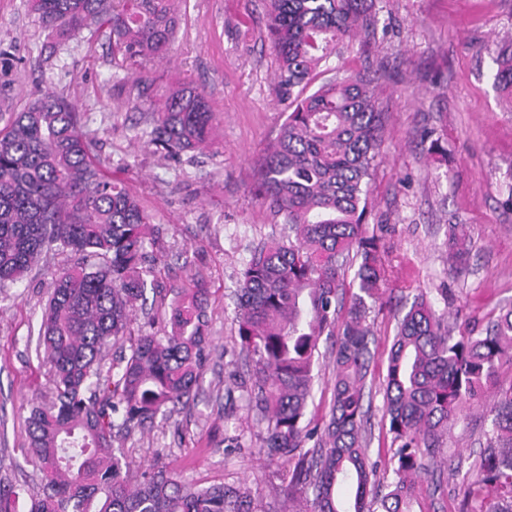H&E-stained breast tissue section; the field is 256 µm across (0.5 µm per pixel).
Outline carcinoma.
Wrapping results in <instances>:
<instances>
[{
	"mask_svg": "<svg viewBox=\"0 0 512 512\" xmlns=\"http://www.w3.org/2000/svg\"><path fill=\"white\" fill-rule=\"evenodd\" d=\"M174 0H27L52 38L108 29L138 97L149 103L146 146L167 156L213 143L214 112L192 83L175 80L152 97L147 64L168 57L178 28ZM375 29L370 0H269L267 33L279 65L276 88L288 114L254 168L253 190L287 234L261 238L243 259L233 291L240 354L251 368L238 389L261 427L262 451L288 465L282 492L300 494L292 512H410L430 466L442 458L458 512H512V384L496 391L486 444L463 468L440 440L458 413L480 402L499 368L512 364V305L482 327H448L427 293L394 315L386 372L369 315L385 294L383 237L369 231V181L384 116L378 77L328 72L336 46ZM493 84L512 107V38L493 57ZM158 231L140 200L102 170L84 113L44 91L0 128V288L24 279L56 249L77 256L56 274L40 345L52 400L26 418L43 483L28 512H259L247 489L196 486L147 467L134 480L115 454L116 434L151 427L200 387L211 357L208 290L193 279L166 285L150 263ZM448 260L468 262L471 240L448 226ZM169 304L170 330L131 336L137 306ZM333 394L323 424L306 420L322 337ZM130 342L104 367L108 346ZM382 394L394 478L367 460L373 392ZM24 489L0 481V512H16Z\"/></svg>",
	"mask_w": 512,
	"mask_h": 512,
	"instance_id": "cac0c4a2",
	"label": "carcinoma"
}]
</instances>
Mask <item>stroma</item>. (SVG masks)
I'll return each instance as SVG.
<instances>
[{
  "label": "stroma",
  "instance_id": "1",
  "mask_svg": "<svg viewBox=\"0 0 512 512\" xmlns=\"http://www.w3.org/2000/svg\"><path fill=\"white\" fill-rule=\"evenodd\" d=\"M180 29L169 61L152 77L164 90L189 79L221 115L212 147L172 159L143 146L149 114L122 79L104 35L80 33L55 45L26 0H0V111L11 112L53 89L85 112L96 152L113 178L142 202L161 231L156 263L170 282L192 275L210 290L212 360L189 407L118 446L134 467L154 465L184 482L249 488L260 512H290L279 488L286 468L259 456L258 430L242 399L227 401L224 382L246 374L234 356L231 293L253 238L280 232L251 191L260 150L288 108L274 83L276 54L266 33V0H178ZM369 47L341 45L330 64L351 75L385 74L378 84L385 130L370 182L369 226L388 225V290L371 315L378 351L393 334L402 296L441 289L455 296L458 321L483 320L512 302V107L493 86L491 57L512 33V0H373ZM467 225L470 264L455 271L448 227ZM64 252L40 259L26 279L0 290V480L37 491L41 473L26 459V417L48 401L50 365L37 330L52 272L71 266ZM489 425L485 406L464 408L444 440L449 452L479 450ZM239 435L243 449L224 445Z\"/></svg>",
  "mask_w": 512,
  "mask_h": 512
}]
</instances>
